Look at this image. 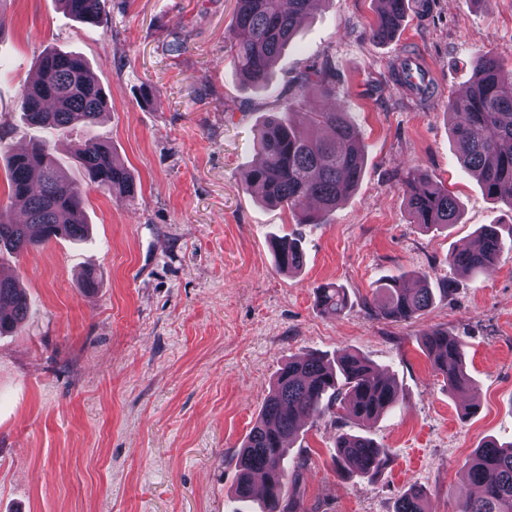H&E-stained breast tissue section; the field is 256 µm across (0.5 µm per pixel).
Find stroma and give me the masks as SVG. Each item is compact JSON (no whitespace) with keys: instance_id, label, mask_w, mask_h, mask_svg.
I'll use <instances>...</instances> for the list:
<instances>
[{"instance_id":"obj_1","label":"stroma","mask_w":512,"mask_h":512,"mask_svg":"<svg viewBox=\"0 0 512 512\" xmlns=\"http://www.w3.org/2000/svg\"><path fill=\"white\" fill-rule=\"evenodd\" d=\"M407 0L400 29L373 41L376 0H317L277 59L270 91L245 86L226 39L235 0H111L90 26L58 0H0V150L47 141L84 183L80 129L47 132L20 118L43 51L75 52L104 88L97 138L135 178L134 197L86 185V239L57 237L0 254V274L31 300L21 328L0 334V512H230L236 455L288 358L350 349L387 372L398 407L372 423L326 415L293 450L308 459L300 512H394L420 488L432 512L474 491L467 463L484 442H512V251L471 278L448 264L484 224L512 234V209L461 167L447 115L488 51L512 65V0ZM180 51H172L173 42ZM406 56L429 71L419 101L396 84ZM331 63L323 100L357 128L364 175L326 223L298 224L247 192L255 131L281 111L275 93L306 66ZM418 168L459 202L447 228L414 224L402 187ZM297 238L294 273L274 265L272 240ZM97 275L88 291L81 278ZM400 271L429 273L434 299L410 324L369 315ZM344 288L349 308L323 315L315 290ZM462 338L473 380L449 393L418 338ZM364 435L388 464L339 474L336 435Z\"/></svg>"}]
</instances>
